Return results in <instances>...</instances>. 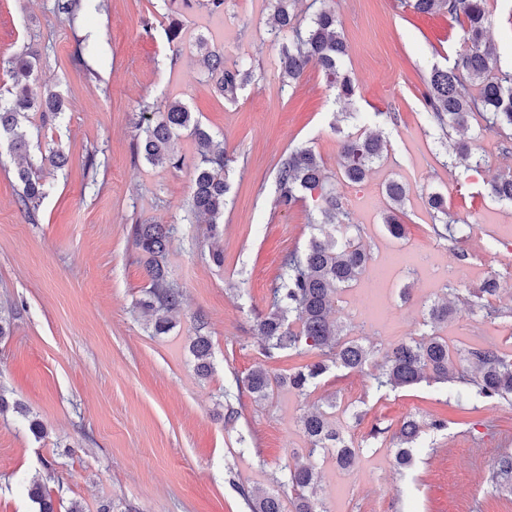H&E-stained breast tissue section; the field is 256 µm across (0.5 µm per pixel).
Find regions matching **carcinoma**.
<instances>
[{
	"mask_svg": "<svg viewBox=\"0 0 512 512\" xmlns=\"http://www.w3.org/2000/svg\"><path fill=\"white\" fill-rule=\"evenodd\" d=\"M316 5L308 22L295 12L296 0H275L271 34L283 39L280 66L283 84L298 80L308 65L322 70L336 90V98L349 102L355 96V80L342 62L347 43L341 22L327 0H312ZM402 5L420 14L447 13L461 22L464 48L451 68L431 69L422 94L425 108L441 129L467 126L470 115L477 111L485 120V130H512V76L492 74L495 61L491 44L486 40L487 0H402ZM196 47L201 54L204 75L215 92L233 100L237 92L253 78L252 66L245 60L232 67L224 66V54L210 48L200 36ZM14 83L9 96L0 98V141L7 140L11 151L27 154L26 135L18 132L28 112L39 110L57 116L63 111L59 94L47 92L39 97L30 78L34 63L25 55L8 60ZM478 86L475 95L465 92L462 75ZM142 136L136 143L137 153L153 166L168 165L179 169L184 157L171 150L174 140L183 134L192 137L199 159L193 163V179L188 201L190 217L209 218L210 235L219 236V220L229 185L226 179L231 158L224 142L203 127L195 113L179 99L168 102L165 110L154 118L141 116ZM387 143L380 136L361 131L351 132L342 140V178L348 183L363 181L372 165L387 153ZM456 158L466 169L476 171L482 158L462 141L455 149ZM67 157L51 149L35 163L17 171L22 185L19 201L23 209H36L46 195L45 184L35 177L34 166L62 167ZM276 205L288 210L309 199L317 211L311 234L302 250L291 251L281 262L277 283L270 289L264 311L256 316L255 335L260 340L259 353L265 364L252 369L242 380L254 400H265L274 389H286L299 397L310 396L331 370L364 372L376 390L411 387L422 382L461 385L456 398L473 402L512 398V353L492 348H450L440 328L457 313V305L477 308L491 319L512 315V307L497 304L499 285L496 279L486 280L482 287L460 294L459 289L445 285L444 296L433 302L424 317V330L390 346L365 345L344 333L345 327L329 318L336 294L352 287L371 264L370 251L361 244L360 228L349 221L341 196L331 187L321 157L311 148H301L283 160L277 173ZM489 193L495 199L512 203V175L490 183ZM389 207L383 224L394 238L404 236L401 206L407 195L405 184L392 180L385 186ZM426 205L432 224L443 230L436 234L458 243L469 237L472 227L459 224L448 212V202L439 193L427 197ZM173 228L164 224H136L132 233L137 248L149 257L147 274L150 285L146 298L139 302L143 313L152 317L156 335H164L173 325V314L182 304V292L168 278L164 265ZM189 351L196 374L202 378L214 370L210 337L201 333L191 337ZM312 352L317 360L285 371L267 367L284 355L301 356ZM336 400L331 399L300 418L301 430L308 443L305 456L286 462L272 475V481L294 492L293 512H330L316 497L321 472L313 461L320 454H330L337 467H354L361 448L353 445L336 428ZM448 425L445 419L427 423L413 416L400 422L392 438L394 463L399 469L411 466L414 444L426 430L439 431ZM29 498L38 505V512H55L54 502L45 485L34 482L28 488ZM240 495L249 512H284L279 494L257 487H242Z\"/></svg>",
	"mask_w": 512,
	"mask_h": 512,
	"instance_id": "cac0c4a2",
	"label": "carcinoma"
}]
</instances>
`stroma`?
Returning <instances> with one entry per match:
<instances>
[{"label": "stroma", "instance_id": "obj_1", "mask_svg": "<svg viewBox=\"0 0 512 512\" xmlns=\"http://www.w3.org/2000/svg\"><path fill=\"white\" fill-rule=\"evenodd\" d=\"M333 3L349 46L344 67L358 81L349 106L336 101L315 67L283 85L279 46L268 32L275 0H224L223 13L213 15L177 0H93L73 16L57 0H0V91L12 84L9 59L30 52L34 91H55L64 101L55 121L31 113L24 129L40 145L28 157L0 145V319L10 328L0 339V389L29 411L0 414V512H37L27 494L35 480L56 512L74 501L83 512H249L243 485L291 500L271 475L306 454L299 417L327 398L341 408L337 424L363 448L350 471L321 461L317 495L330 512H512V488L490 482L501 456L512 454L506 400L459 406L445 401L449 384L380 392L362 374L334 370L306 400L280 390L259 405L241 393L235 419H224V391L263 362L254 317L266 307L283 256L303 249L311 234L304 205L275 204L278 165L295 149L313 148L338 179L341 133L362 126L388 142L364 181L336 185L341 194L358 192L350 219L375 263L394 252L402 257L383 296L373 293L369 271L339 295L335 317L349 336L372 339L349 312L355 304L375 310L395 343L418 333L445 282L475 289L490 276L512 285V263L502 258L512 204L487 195L490 180L512 174V135L483 132L474 143L480 169L452 166L461 134L441 131L422 100L431 68L453 66L463 48L459 22L412 12L400 0ZM488 7L499 70L512 74V0H488ZM174 18L185 34L177 55L165 35ZM200 36L223 53L225 66L251 62L254 76L235 101L204 82ZM175 98L223 136L234 158L224 233L215 240L205 220L185 218L191 167H155L136 155L141 112H162ZM390 112L397 122L387 120ZM43 148L63 151L69 163L44 170L48 192L30 215L18 202L16 172ZM392 180L408 188L400 239L382 223ZM435 192L459 221L478 225L469 257L456 258L433 232L423 201ZM136 224L176 229L166 264L184 300L165 336L153 335L138 308L149 278L133 243ZM214 247L223 250V265L211 261ZM422 254L450 266L448 278L424 287ZM200 322L213 348L206 379L195 374L189 352ZM444 334L461 350L512 352L510 317L490 320L464 306ZM349 407L363 411L360 422L346 415ZM410 413L448 426L428 432L413 466L399 471L391 435ZM32 417L48 437H33ZM374 427L381 433L372 439Z\"/></svg>", "mask_w": 512, "mask_h": 512}]
</instances>
